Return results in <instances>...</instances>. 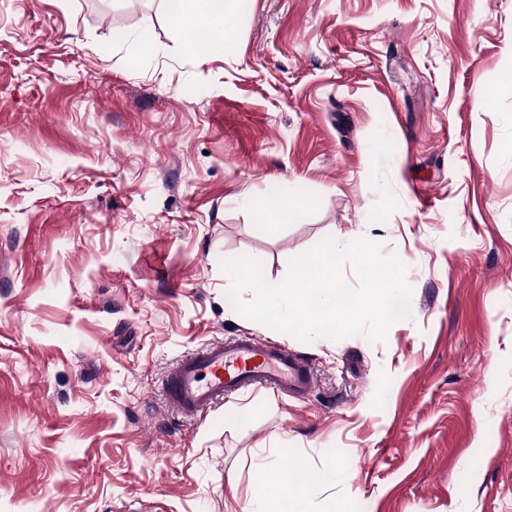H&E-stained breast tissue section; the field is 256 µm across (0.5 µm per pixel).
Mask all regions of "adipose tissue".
Wrapping results in <instances>:
<instances>
[{"instance_id": "ef3b65f1", "label": "adipose tissue", "mask_w": 512, "mask_h": 512, "mask_svg": "<svg viewBox=\"0 0 512 512\" xmlns=\"http://www.w3.org/2000/svg\"><path fill=\"white\" fill-rule=\"evenodd\" d=\"M168 18L174 24L194 29L206 27L212 36L204 42H190L191 50L205 54L224 51L233 40L228 14L229 0H163Z\"/></svg>"}]
</instances>
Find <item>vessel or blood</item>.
<instances>
[{
  "label": "vessel or blood",
  "mask_w": 512,
  "mask_h": 512,
  "mask_svg": "<svg viewBox=\"0 0 512 512\" xmlns=\"http://www.w3.org/2000/svg\"><path fill=\"white\" fill-rule=\"evenodd\" d=\"M248 388H271L303 400L314 392L316 376L284 348L256 336H238L179 359L165 377L170 406L187 417L204 414L226 394Z\"/></svg>",
  "instance_id": "obj_1"
}]
</instances>
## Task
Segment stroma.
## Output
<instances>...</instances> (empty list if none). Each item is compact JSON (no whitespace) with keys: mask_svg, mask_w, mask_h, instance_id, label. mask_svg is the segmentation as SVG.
Wrapping results in <instances>:
<instances>
[{"mask_svg":"<svg viewBox=\"0 0 512 512\" xmlns=\"http://www.w3.org/2000/svg\"><path fill=\"white\" fill-rule=\"evenodd\" d=\"M200 56L162 0H0V512H512V0H239ZM296 191L303 220L254 202ZM408 267L385 341L235 312L325 237ZM258 336L315 391L193 418L162 379ZM273 497L278 498L279 503H269L272 507L270 509L268 507V502L262 501V509L256 510V511H262V512H307L305 511V504L302 500H299V498L291 492V490L288 491L287 494H275L271 495Z\"/></svg>","mask_w":512,"mask_h":512,"instance_id":"stroma-1","label":"stroma"}]
</instances>
